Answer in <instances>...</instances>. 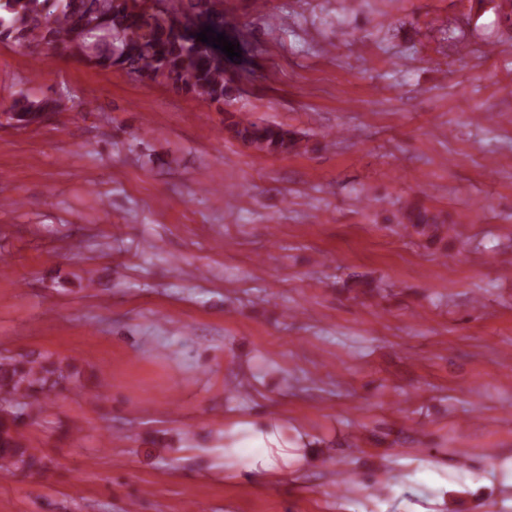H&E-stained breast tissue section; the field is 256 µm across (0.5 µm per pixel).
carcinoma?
I'll return each instance as SVG.
<instances>
[{"mask_svg":"<svg viewBox=\"0 0 512 512\" xmlns=\"http://www.w3.org/2000/svg\"><path fill=\"white\" fill-rule=\"evenodd\" d=\"M1 9L7 17H0V41L34 42L48 54L63 48L89 64L120 66L213 102L227 94L223 56L197 40L186 17L166 6L156 15L142 0H0ZM58 107L53 97H23L9 111L30 123ZM226 129L259 152L299 147L295 133L259 119L235 120ZM402 219L432 241L448 234L446 220L425 208L409 207ZM63 379L62 366L49 360L23 353L0 356V469L7 474L44 468V457L26 444L23 424L14 415L35 417Z\"/></svg>","mask_w":512,"mask_h":512,"instance_id":"obj_1","label":"carcinoma"}]
</instances>
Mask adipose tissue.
I'll return each instance as SVG.
<instances>
[{
    "instance_id": "ef3b65f1",
    "label": "adipose tissue",
    "mask_w": 512,
    "mask_h": 512,
    "mask_svg": "<svg viewBox=\"0 0 512 512\" xmlns=\"http://www.w3.org/2000/svg\"><path fill=\"white\" fill-rule=\"evenodd\" d=\"M228 448H255L259 454L249 465L254 474L273 478L287 472L290 465L302 461V441L289 439L278 421L267 418L231 426L224 433Z\"/></svg>"
}]
</instances>
